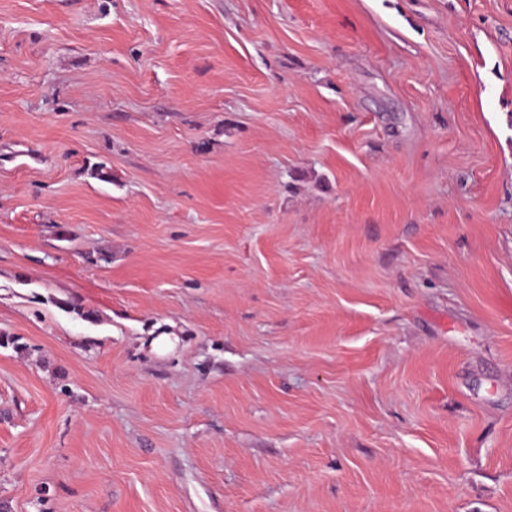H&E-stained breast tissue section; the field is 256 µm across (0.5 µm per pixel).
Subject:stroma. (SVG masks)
Listing matches in <instances>:
<instances>
[{
	"instance_id": "obj_1",
	"label": "stroma",
	"mask_w": 512,
	"mask_h": 512,
	"mask_svg": "<svg viewBox=\"0 0 512 512\" xmlns=\"http://www.w3.org/2000/svg\"><path fill=\"white\" fill-rule=\"evenodd\" d=\"M5 512H512V0H0Z\"/></svg>"
}]
</instances>
